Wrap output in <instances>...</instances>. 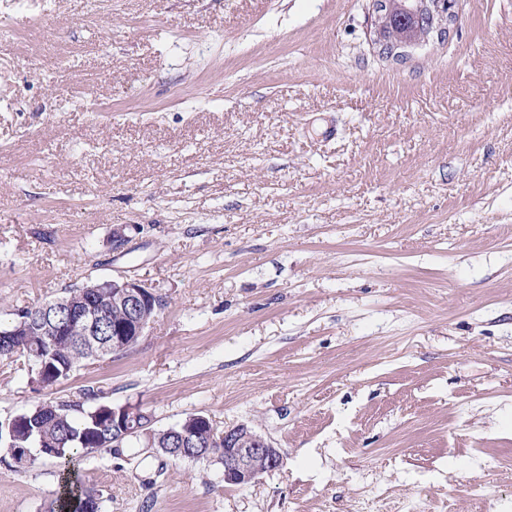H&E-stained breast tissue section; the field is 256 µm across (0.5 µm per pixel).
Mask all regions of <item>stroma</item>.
<instances>
[{"label":"stroma","mask_w":512,"mask_h":512,"mask_svg":"<svg viewBox=\"0 0 512 512\" xmlns=\"http://www.w3.org/2000/svg\"><path fill=\"white\" fill-rule=\"evenodd\" d=\"M371 0H0V321L127 276L167 306L45 396L245 423L284 463L76 461L103 512H512V0L384 55ZM124 228L130 252L112 251ZM60 463L0 449V512Z\"/></svg>","instance_id":"35a3bbf8"}]
</instances>
